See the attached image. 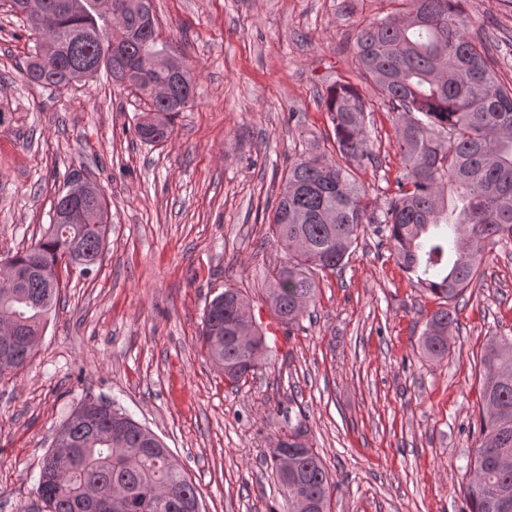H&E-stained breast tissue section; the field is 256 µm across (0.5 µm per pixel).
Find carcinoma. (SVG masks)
I'll use <instances>...</instances> for the list:
<instances>
[{"label":"carcinoma","mask_w":512,"mask_h":512,"mask_svg":"<svg viewBox=\"0 0 512 512\" xmlns=\"http://www.w3.org/2000/svg\"><path fill=\"white\" fill-rule=\"evenodd\" d=\"M0 0L26 23L34 46L23 66L27 83L67 89L105 72L133 94L141 141L169 139L174 118L193 97L192 69L157 47L151 0ZM462 0H408L407 10L371 22L356 37V65L389 106L405 173L382 213H368L352 163L372 160L366 122L370 102L345 82L324 99L334 127V151L304 150L282 175L272 206L269 241L288 253L267 278L266 301L292 325L314 299L316 275L345 263L366 225L385 239L397 263L442 306L427 321L422 351L448 357L457 323L452 303L481 278L486 254L512 243V86H504ZM119 41L121 50H113ZM162 56L161 70L143 58ZM159 85L169 94H155ZM458 214H448V196ZM94 224H50L34 244L0 268V376L26 365L61 287L41 269L60 263L90 277L105 250L108 204L84 199ZM206 359L236 385L254 375L267 349L242 290L231 285L209 300L200 334ZM483 366L480 437L469 468V512H512V337L493 336ZM82 401L59 429L65 440L39 464L36 493L46 512H187L196 486L169 448L116 403L90 426ZM293 466L283 476L276 451L265 460L288 512H328L331 485L318 454L291 429L280 436Z\"/></svg>","instance_id":"carcinoma-1"}]
</instances>
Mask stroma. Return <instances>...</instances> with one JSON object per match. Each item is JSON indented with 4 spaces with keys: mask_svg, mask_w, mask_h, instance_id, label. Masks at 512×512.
Segmentation results:
<instances>
[{
    "mask_svg": "<svg viewBox=\"0 0 512 512\" xmlns=\"http://www.w3.org/2000/svg\"><path fill=\"white\" fill-rule=\"evenodd\" d=\"M158 40L194 75L171 138L137 137L136 104L107 76L62 91L26 84L32 40L0 12V259L39 239L64 177L84 167L110 224L96 274L64 278L37 352L0 376V512H42L38 463L85 397L119 404L171 449L201 512H285L263 460L302 426L334 483L331 512H464L476 446L480 357L512 335V245L459 298L450 352L421 336L439 302L365 231L288 331L268 334L254 377L228 385L200 353L205 305L241 288L257 323L285 259L268 243L281 175L303 146H334L322 99L359 84L355 40L403 0H153ZM512 82V0H465ZM375 160L355 176L376 207L404 165L372 101Z\"/></svg>",
    "mask_w": 512,
    "mask_h": 512,
    "instance_id": "stroma-1",
    "label": "stroma"
}]
</instances>
